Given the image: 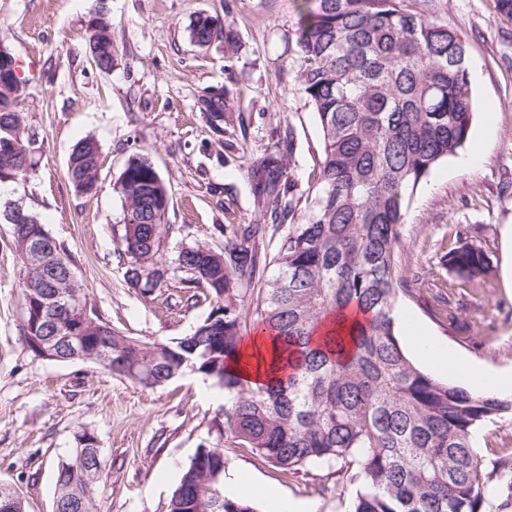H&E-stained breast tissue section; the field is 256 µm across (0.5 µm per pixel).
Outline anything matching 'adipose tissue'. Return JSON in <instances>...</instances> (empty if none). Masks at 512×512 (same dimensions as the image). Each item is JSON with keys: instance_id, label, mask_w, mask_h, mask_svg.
Segmentation results:
<instances>
[{"instance_id": "obj_1", "label": "adipose tissue", "mask_w": 512, "mask_h": 512, "mask_svg": "<svg viewBox=\"0 0 512 512\" xmlns=\"http://www.w3.org/2000/svg\"><path fill=\"white\" fill-rule=\"evenodd\" d=\"M408 341L421 358L447 369L448 373L468 377L475 389L490 388L501 398L512 397V374L485 369L480 364L457 355L453 350L442 348L432 336L418 327L413 329ZM224 492L231 497H266L272 502L274 512H309L306 504L281 499L274 489L258 487L245 475L235 474L225 478Z\"/></svg>"}]
</instances>
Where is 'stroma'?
<instances>
[{"instance_id":"1","label":"stroma","mask_w":512,"mask_h":512,"mask_svg":"<svg viewBox=\"0 0 512 512\" xmlns=\"http://www.w3.org/2000/svg\"><path fill=\"white\" fill-rule=\"evenodd\" d=\"M450 24L470 48L476 108L466 146L418 187L402 227L403 264L423 271L404 297L410 324L491 369L512 370V283L504 230L512 226V20L493 0H411ZM96 0H0V43L35 62L18 110L36 161L29 178L0 184V197L22 201L70 253L89 307L103 322L140 341L185 336L209 313L185 306L179 281L151 295L129 288L119 254L123 202L113 185L127 157L139 153L159 171L170 196L171 229L162 253L199 242L221 250L224 224H259L247 170L260 157L291 151L289 199L307 205L321 159L316 116L298 90L295 0H107L116 61L89 60L83 35ZM224 23L225 38L201 47L190 38L199 15ZM226 89L229 141H219L201 110L204 89ZM85 138L100 146L96 194H77L66 178L69 155ZM472 158L470 168L461 159ZM492 257L483 288L453 284L445 255L455 227ZM24 264L11 227L0 223V484L16 488L24 512H52L55 471L74 436L94 434L102 450L98 512H167L182 469L199 446L220 441L224 392L184 372L146 388L90 361L37 357L22 337ZM457 316L449 325L444 308ZM477 454L512 453V416L479 429ZM227 471L250 476L315 512H348L350 494H311L313 476H293L246 448L225 451Z\"/></svg>"}]
</instances>
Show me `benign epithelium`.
<instances>
[{
  "mask_svg": "<svg viewBox=\"0 0 512 512\" xmlns=\"http://www.w3.org/2000/svg\"><path fill=\"white\" fill-rule=\"evenodd\" d=\"M16 234L19 253L25 262L26 281L30 289L37 290L34 306H44L51 299L55 306L79 311L82 302V289L75 272L66 268L63 281L51 278V259L56 256L54 241L49 234L41 236L25 235V226L18 225ZM52 335L46 338L32 336L31 346L35 353L44 358L52 357L54 344L66 347V360L91 361L104 354H112V345L99 339L103 328L86 319H70L61 324L52 322Z\"/></svg>",
  "mask_w": 512,
  "mask_h": 512,
  "instance_id": "obj_1",
  "label": "benign epithelium"
}]
</instances>
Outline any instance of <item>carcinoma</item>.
Here are the masks:
<instances>
[{
	"instance_id": "carcinoma-1",
	"label": "carcinoma",
	"mask_w": 512,
	"mask_h": 512,
	"mask_svg": "<svg viewBox=\"0 0 512 512\" xmlns=\"http://www.w3.org/2000/svg\"><path fill=\"white\" fill-rule=\"evenodd\" d=\"M297 82L322 134L318 191L304 210L283 203L293 182L292 157L271 153L247 171L262 224L225 227L224 250L207 245L162 257L170 197L153 163L127 158L115 185L124 200L119 247L127 285L143 295L170 280L200 289L208 316L171 342L144 343L112 332V361L100 365L144 387L164 385L190 369L224 388L225 442L248 448L290 474L309 464L343 463L336 488L360 481L351 512H482L486 497L512 512V455L486 466L474 451L477 429L512 415V400L473 393L418 368L403 350L396 321L408 277L400 262L402 226L419 185L470 137L475 101L469 48L454 28L415 10L409 0H297ZM101 32H86L89 55L112 69L115 47L105 7ZM224 25L200 17L191 37L203 46ZM24 85L16 58L0 46V83ZM23 90L0 97V182L33 169L17 105ZM210 129L230 93L204 91ZM99 153L77 143L68 178L78 193ZM264 278V240L284 223ZM446 255L456 280L479 288L491 259L467 232ZM200 296V297H202ZM192 293L186 307L200 303ZM273 343L282 374L252 387L231 367L251 326ZM75 437L58 460L55 486L63 507L95 512L96 486L85 471L101 448ZM224 450L202 446L183 468L168 512H259L254 501L224 495Z\"/></svg>"
}]
</instances>
